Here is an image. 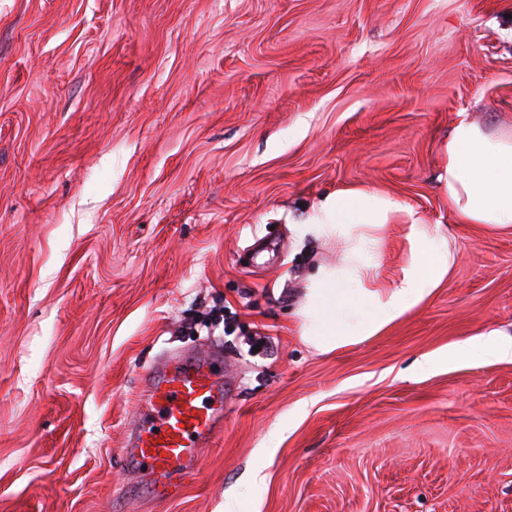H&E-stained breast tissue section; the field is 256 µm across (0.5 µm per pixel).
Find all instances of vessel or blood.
<instances>
[{
  "label": "vessel or blood",
  "mask_w": 512,
  "mask_h": 512,
  "mask_svg": "<svg viewBox=\"0 0 512 512\" xmlns=\"http://www.w3.org/2000/svg\"><path fill=\"white\" fill-rule=\"evenodd\" d=\"M225 396L224 372L211 359L181 354L144 376L142 408L123 450L126 469L165 496L191 474L224 424L217 402Z\"/></svg>",
  "instance_id": "1"
}]
</instances>
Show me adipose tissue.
<instances>
[{"instance_id": "ef3b65f1", "label": "adipose tissue", "mask_w": 512, "mask_h": 512, "mask_svg": "<svg viewBox=\"0 0 512 512\" xmlns=\"http://www.w3.org/2000/svg\"><path fill=\"white\" fill-rule=\"evenodd\" d=\"M443 187L448 206L465 224L512 228V129L495 133L460 121L445 142ZM399 210L392 199L364 190H340L324 198L302 225L305 236L342 244L341 261L317 266L298 311L305 340L331 350L374 336L423 302L456 263L445 238L415 221L407 235L408 259L394 287L377 277L380 233ZM492 355L512 361V337L478 335L465 347L419 363L423 373L439 365Z\"/></svg>"}]
</instances>
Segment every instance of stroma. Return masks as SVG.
<instances>
[{"instance_id":"1","label":"stroma","mask_w":512,"mask_h":512,"mask_svg":"<svg viewBox=\"0 0 512 512\" xmlns=\"http://www.w3.org/2000/svg\"><path fill=\"white\" fill-rule=\"evenodd\" d=\"M512 127V0H0V512H512V231L438 181ZM401 206L458 261L379 335H300L325 196ZM270 342L253 349L254 332ZM224 352V429L161 498L122 450L143 375ZM280 438H271L274 429ZM477 336L463 348L448 349L435 356L424 358L419 362L420 372H431L439 365L448 364L449 362L479 359L485 357L488 352L497 360L512 361V337L500 338L498 336L508 335H503L496 331Z\"/></svg>"}]
</instances>
